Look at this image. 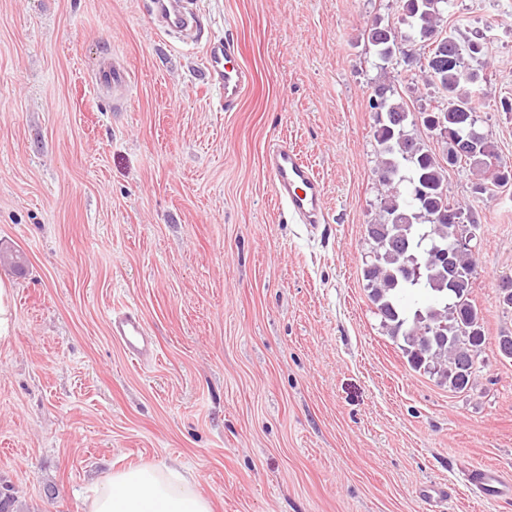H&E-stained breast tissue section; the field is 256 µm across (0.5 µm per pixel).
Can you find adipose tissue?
Wrapping results in <instances>:
<instances>
[{
	"label": "adipose tissue",
	"mask_w": 512,
	"mask_h": 512,
	"mask_svg": "<svg viewBox=\"0 0 512 512\" xmlns=\"http://www.w3.org/2000/svg\"><path fill=\"white\" fill-rule=\"evenodd\" d=\"M198 485L194 475L169 467H130L94 488L87 512H212Z\"/></svg>",
	"instance_id": "obj_1"
}]
</instances>
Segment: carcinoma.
<instances>
[{
	"instance_id": "carcinoma-1",
	"label": "carcinoma",
	"mask_w": 512,
	"mask_h": 512,
	"mask_svg": "<svg viewBox=\"0 0 512 512\" xmlns=\"http://www.w3.org/2000/svg\"><path fill=\"white\" fill-rule=\"evenodd\" d=\"M448 0H403L405 30L375 24L365 30L385 65L395 57L397 45L414 38L429 43L424 65L426 77L448 94L445 108L426 112L455 133L466 130L480 102L467 85L480 80L474 72L461 73L451 58L474 51V44L460 45L453 36L441 37L437 26ZM370 107L377 115L374 138L378 145L377 172L389 186L382 202V217L366 227L370 262L364 271L370 298L387 335L400 344L410 366L455 392H467L477 384L480 355L486 342L483 319L470 301L474 270L473 250L450 248L448 225L463 224L464 212L443 193L441 164L407 127L410 113L394 102L387 89L375 90ZM499 160L492 142L482 135L478 155L467 162L486 169ZM420 187L419 197H402L398 185ZM423 291L425 306L409 310L402 305L408 293Z\"/></svg>"
}]
</instances>
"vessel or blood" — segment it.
Here are the masks:
<instances>
[{
  "label": "vessel or blood",
  "instance_id": "vessel-or-blood-1",
  "mask_svg": "<svg viewBox=\"0 0 512 512\" xmlns=\"http://www.w3.org/2000/svg\"><path fill=\"white\" fill-rule=\"evenodd\" d=\"M152 15L168 31L184 33L197 25V14L182 10L179 0H150ZM237 47L228 41H211L207 47L208 69L223 87L225 108H234L252 81L249 69L240 64ZM267 166L273 187L289 215L308 230H317L325 221L324 185L298 153L286 142L275 143L269 150ZM113 337L132 358L143 360L154 351L148 329L140 316L132 310L116 314L110 321ZM467 487L481 495L493 498L512 495V479L497 470L467 466L463 469Z\"/></svg>",
  "mask_w": 512,
  "mask_h": 512
}]
</instances>
